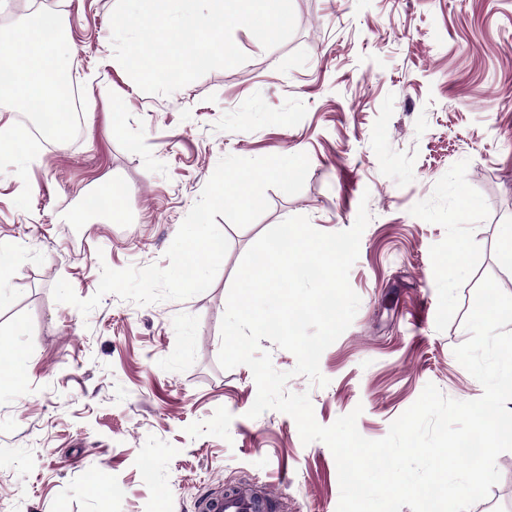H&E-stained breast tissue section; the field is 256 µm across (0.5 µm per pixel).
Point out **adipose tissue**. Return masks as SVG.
I'll list each match as a JSON object with an SVG mask.
<instances>
[{
	"label": "adipose tissue",
	"instance_id": "1",
	"mask_svg": "<svg viewBox=\"0 0 512 512\" xmlns=\"http://www.w3.org/2000/svg\"><path fill=\"white\" fill-rule=\"evenodd\" d=\"M64 51L58 37L46 25L34 23L18 31L7 46L0 48V74L7 83L0 91L35 110L49 101L51 78L61 72Z\"/></svg>",
	"mask_w": 512,
	"mask_h": 512
}]
</instances>
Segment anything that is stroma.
<instances>
[{
    "instance_id": "stroma-1",
    "label": "stroma",
    "mask_w": 512,
    "mask_h": 512,
    "mask_svg": "<svg viewBox=\"0 0 512 512\" xmlns=\"http://www.w3.org/2000/svg\"><path fill=\"white\" fill-rule=\"evenodd\" d=\"M62 7L65 66L94 104L80 143L33 142L0 155V249L19 258L0 280V333L25 373L0 390V512H202L252 481L288 512H337V466L303 444L292 417L256 399L249 367L218 363L221 321L246 251L297 215L322 232L371 220L349 273L361 299L322 354L326 386L295 374V356L261 339L286 389L308 393L323 426L359 411L377 440L427 384L475 400L481 383L454 355L482 276L512 294L500 252L512 228V0H293L296 29L264 49L239 27L247 62L172 95L140 90L114 57L116 0H0V45L36 13ZM306 153L303 189L266 191L247 227L216 222L228 251L212 285L185 300L137 305L83 299L102 266L167 267L165 253L226 155ZM122 186L117 222L85 201ZM464 262L449 259L452 244ZM470 512H512V451ZM104 472L118 493H96Z\"/></svg>"
}]
</instances>
